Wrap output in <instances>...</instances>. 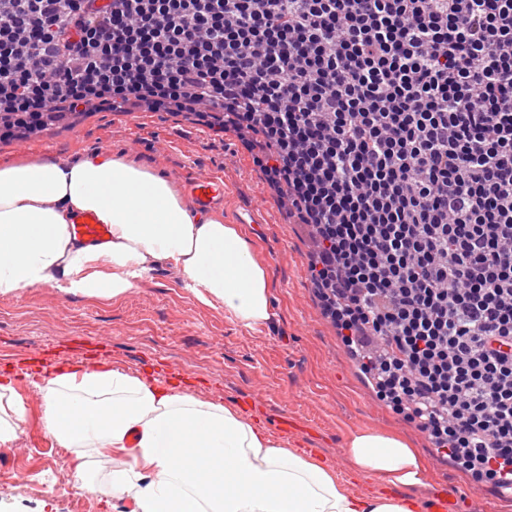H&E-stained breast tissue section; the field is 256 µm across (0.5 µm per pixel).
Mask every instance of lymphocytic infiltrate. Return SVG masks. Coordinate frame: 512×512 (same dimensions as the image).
<instances>
[{
	"label": "lymphocytic infiltrate",
	"instance_id": "1",
	"mask_svg": "<svg viewBox=\"0 0 512 512\" xmlns=\"http://www.w3.org/2000/svg\"><path fill=\"white\" fill-rule=\"evenodd\" d=\"M219 112L377 398L512 490V0H0V139Z\"/></svg>",
	"mask_w": 512,
	"mask_h": 512
}]
</instances>
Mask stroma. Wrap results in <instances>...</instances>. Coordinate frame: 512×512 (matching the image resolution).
Instances as JSON below:
<instances>
[{"mask_svg":"<svg viewBox=\"0 0 512 512\" xmlns=\"http://www.w3.org/2000/svg\"><path fill=\"white\" fill-rule=\"evenodd\" d=\"M120 155L144 162L178 189L189 178L213 173L224 178L221 212L227 223L248 208L259 221L249 230L258 255L275 280L278 319L256 330L238 326L223 307L198 302L181 286L179 274L157 268L137 288L115 300L67 295L53 288H27L0 296V350L30 368L20 396L26 417L12 446H0V512H132L127 498L93 491L74 477L78 462L102 473L124 467L119 455L58 447L41 422L35 388L44 360L67 365L103 364L162 378L173 364L185 372L182 389L205 401L241 405L244 395H266L264 412L252 419L285 447L313 449L326 466L345 475L357 496L388 493L380 478L350 474L345 443L363 428L402 434L426 457L438 481L413 489L417 501L445 495L452 512H512V495L487 485L440 458L415 428L380 403L345 352L333 324L323 316L311 287L309 237L288 223L277 199L233 137L218 138L207 119L186 112H92L76 125L40 138L0 141V165L35 156L76 160ZM297 423L283 432L278 421ZM26 473L18 482L17 473Z\"/></svg>","mask_w":512,"mask_h":512,"instance_id":"obj_1","label":"stroma"}]
</instances>
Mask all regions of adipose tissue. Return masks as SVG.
I'll return each mask as SVG.
<instances>
[{
  "label": "adipose tissue",
  "mask_w": 512,
  "mask_h": 512,
  "mask_svg": "<svg viewBox=\"0 0 512 512\" xmlns=\"http://www.w3.org/2000/svg\"><path fill=\"white\" fill-rule=\"evenodd\" d=\"M109 224L99 244L69 227L81 213ZM160 266L177 270L204 305L255 329L275 316L274 282L241 224L190 207L164 176L122 157H51L0 166V296L47 287L116 299ZM41 421L63 448L127 457L105 476L78 464L83 486L123 496L134 512H412L425 458L397 433L374 428L346 442L354 474L380 477L388 495L355 496L314 457L283 447L230 404L204 401L118 368L60 372L40 386ZM25 407L0 382V445Z\"/></svg>",
  "instance_id": "ef3b65f1"
}]
</instances>
